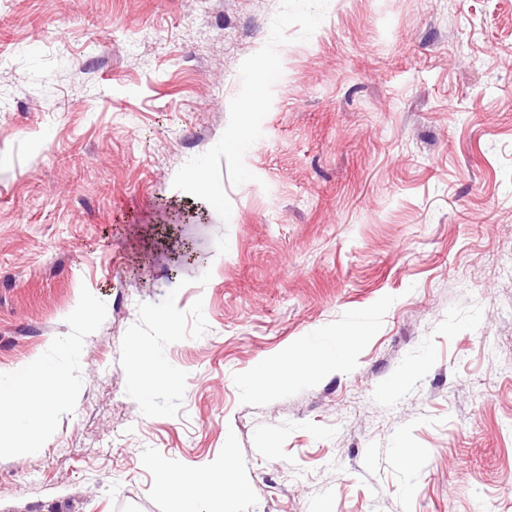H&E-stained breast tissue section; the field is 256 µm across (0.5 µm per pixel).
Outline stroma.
Here are the masks:
<instances>
[{
    "mask_svg": "<svg viewBox=\"0 0 512 512\" xmlns=\"http://www.w3.org/2000/svg\"><path fill=\"white\" fill-rule=\"evenodd\" d=\"M62 336L0 512H172L152 462L228 453L234 512H512V0H0V373ZM361 334H329L317 336L292 352H288V365L279 366L263 362L240 380V386L248 395L262 394L274 387L286 386L299 379L309 378L308 369L299 367L298 362L307 357L314 360L319 368L347 365L354 351V345ZM129 375L145 399H150L159 387L166 386L171 390H177L182 382L179 372L162 359H133L129 364Z\"/></svg>",
    "mask_w": 512,
    "mask_h": 512,
    "instance_id": "35a3bbf8",
    "label": "stroma"
}]
</instances>
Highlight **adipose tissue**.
Instances as JSON below:
<instances>
[{"label":"adipose tissue","instance_id":"1","mask_svg":"<svg viewBox=\"0 0 512 512\" xmlns=\"http://www.w3.org/2000/svg\"><path fill=\"white\" fill-rule=\"evenodd\" d=\"M357 340L354 334L336 333L316 337L289 352L286 365L258 364L241 379L240 386L246 394L257 395L307 378L309 370L299 366L300 360L305 357L314 360L321 368L347 365ZM57 345L65 355L64 361L25 367L8 375H0V453L10 449L26 452L37 450V433L48 425L54 404L71 385L66 361L79 353V347L71 337H60ZM129 375L139 393L147 399L157 388L165 386L176 390L181 386L179 372L160 359L132 360ZM155 472L160 488L175 502H213L221 508L226 505L228 493L224 476L202 480L194 475L169 471L160 464L156 465Z\"/></svg>","mask_w":512,"mask_h":512}]
</instances>
